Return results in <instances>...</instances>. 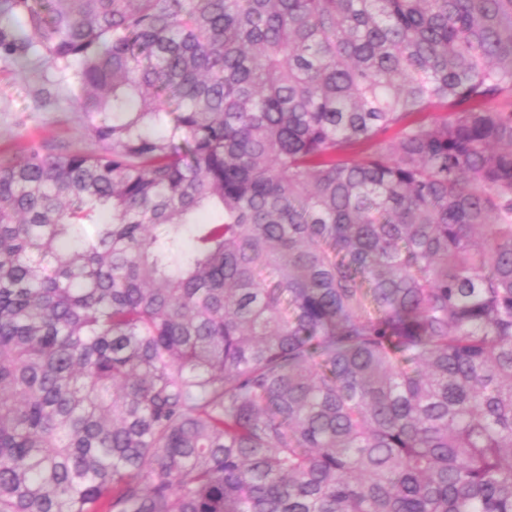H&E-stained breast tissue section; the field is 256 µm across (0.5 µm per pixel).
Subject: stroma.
I'll return each instance as SVG.
<instances>
[{
  "mask_svg": "<svg viewBox=\"0 0 512 512\" xmlns=\"http://www.w3.org/2000/svg\"><path fill=\"white\" fill-rule=\"evenodd\" d=\"M33 139L58 151L90 145L69 79L32 61L2 60L0 151H19Z\"/></svg>",
  "mask_w": 512,
  "mask_h": 512,
  "instance_id": "obj_1",
  "label": "stroma"
}]
</instances>
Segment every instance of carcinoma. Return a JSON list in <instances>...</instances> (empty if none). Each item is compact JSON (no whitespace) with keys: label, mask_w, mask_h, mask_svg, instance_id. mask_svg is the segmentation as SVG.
<instances>
[{"label":"carcinoma","mask_w":512,"mask_h":512,"mask_svg":"<svg viewBox=\"0 0 512 512\" xmlns=\"http://www.w3.org/2000/svg\"><path fill=\"white\" fill-rule=\"evenodd\" d=\"M9 15L0 512H512V0ZM50 87L46 100L41 88ZM57 151L92 147L84 137L81 112L70 92V80L33 61H0V151L13 153L30 140Z\"/></svg>","instance_id":"obj_1"}]
</instances>
